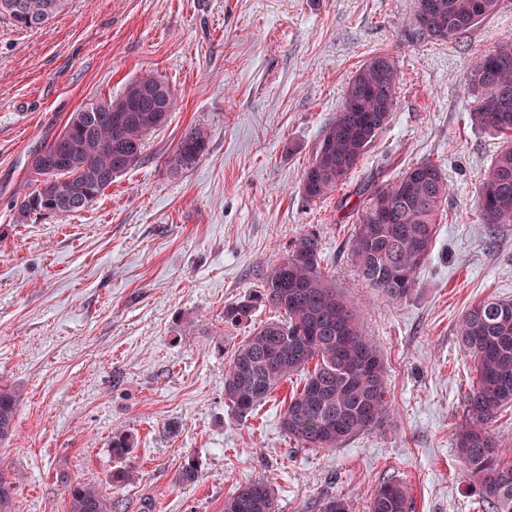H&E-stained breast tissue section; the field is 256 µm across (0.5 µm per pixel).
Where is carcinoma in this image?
<instances>
[{
    "mask_svg": "<svg viewBox=\"0 0 512 512\" xmlns=\"http://www.w3.org/2000/svg\"><path fill=\"white\" fill-rule=\"evenodd\" d=\"M26 10L7 12L19 27L33 20L47 0H24ZM430 21L417 0L414 26L436 40L462 38L498 10L500 0H435ZM470 121L503 136V147L485 174L477 205L487 224L512 222V37L480 55L469 76ZM399 71L393 57L374 55L347 83L336 119L324 131L318 150L303 170L300 191L310 202L339 190L396 110ZM173 107L171 90L152 74L132 79L117 97L81 107V125L64 129L36 154L66 157L47 173L33 167L35 189L17 203L27 218L49 209L76 213L91 204L117 177L138 166L148 134L162 127ZM207 150V133L193 127L165 164L177 174ZM449 184L434 163L419 162L399 178L373 185L364 196L359 221L349 241V258L360 281L392 300L417 287L416 273L430 258L439 214L448 202ZM281 315L253 327L234 349L224 372V399L239 418L248 416L282 383L301 374L304 382L281 414V429L303 448H340L378 426L389 408L385 365L379 350L363 334L356 310L322 270L316 234L295 239L264 277L262 291L224 307V322L248 324L257 307ZM457 339L473 357L476 383L468 393L467 415L456 431L455 446L478 497L491 512H512V460L504 461L491 421L512 404V300L487 298L461 316ZM314 367H309V364ZM20 394L0 385V446L15 430ZM136 438H112V452L125 457ZM200 470L194 458L180 467L177 481L191 486ZM127 502L82 480L68 488V512H127ZM0 512H15L14 485L0 466ZM222 512H278L275 490L262 478L240 483L224 497ZM369 512H413L403 482L385 483L370 500Z\"/></svg>",
    "mask_w": 512,
    "mask_h": 512,
    "instance_id": "cac0c4a2",
    "label": "carcinoma"
}]
</instances>
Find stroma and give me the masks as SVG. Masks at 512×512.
<instances>
[{
    "mask_svg": "<svg viewBox=\"0 0 512 512\" xmlns=\"http://www.w3.org/2000/svg\"><path fill=\"white\" fill-rule=\"evenodd\" d=\"M417 0H71L42 27L0 18V384L22 394L15 436L0 447L16 512H67V487L108 484L128 512H222L250 478L270 481L278 512H318L335 495L367 512L400 480L415 512H484L454 446L475 381L456 334L463 312L512 299V223L476 207L500 135L469 120L477 56L512 37V0L468 36L440 41L412 24ZM400 75L397 109L347 185L327 200L300 189L343 90L368 58ZM149 72L171 88L165 125L142 162L85 209L21 219L32 155L71 114L118 96ZM204 128L197 164L165 160ZM432 162L450 185L430 260L396 301L362 286L347 258L358 191ZM321 239L324 266L355 306L387 366L382 425L335 449L289 440L279 417L300 376L246 418L224 402V370L250 326L224 307L256 293L300 235ZM136 444L123 460L112 438ZM195 458L201 477L176 474Z\"/></svg>",
    "mask_w": 512,
    "mask_h": 512,
    "instance_id": "stroma-1",
    "label": "stroma"
}]
</instances>
